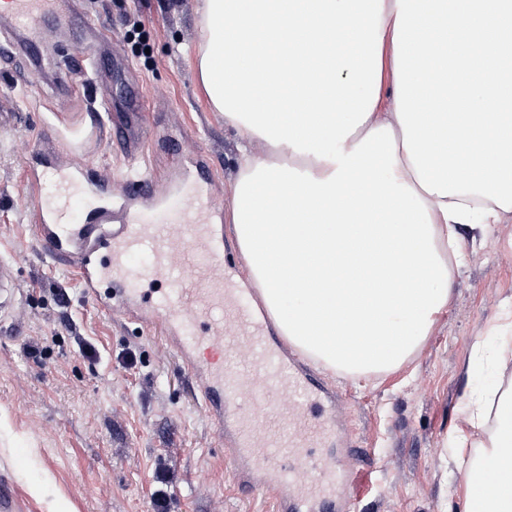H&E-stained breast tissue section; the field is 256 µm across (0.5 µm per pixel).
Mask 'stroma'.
Instances as JSON below:
<instances>
[{
    "instance_id": "stroma-1",
    "label": "stroma",
    "mask_w": 512,
    "mask_h": 512,
    "mask_svg": "<svg viewBox=\"0 0 512 512\" xmlns=\"http://www.w3.org/2000/svg\"><path fill=\"white\" fill-rule=\"evenodd\" d=\"M201 0H80L87 26L103 38L101 71L110 110L138 108L146 152L131 162L107 141L84 161L122 180L131 166L157 184L177 182L200 156L228 188L237 138L199 83ZM141 21L127 37V21ZM101 89L57 87L50 72L28 82L0 72V249L19 250L18 333H0V474L29 512H153L158 466L174 470L168 512H273L271 498L241 497L230 464L183 374L155 334L101 314L44 254L32 228L27 165L44 127L57 126V152L82 143ZM464 258L453 271L447 309L421 349L378 378L324 371L347 397L352 427L372 456L357 512H462L463 488L445 447L467 403L489 376L512 384V359L490 362L512 329V212L499 223L460 229ZM94 344L84 357L74 339ZM135 368L122 363L126 352ZM97 486L94 498L77 484Z\"/></svg>"
}]
</instances>
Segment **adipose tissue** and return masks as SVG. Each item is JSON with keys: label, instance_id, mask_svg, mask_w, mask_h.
Returning a JSON list of instances; mask_svg holds the SVG:
<instances>
[{"label": "adipose tissue", "instance_id": "adipose-tissue-1", "mask_svg": "<svg viewBox=\"0 0 512 512\" xmlns=\"http://www.w3.org/2000/svg\"><path fill=\"white\" fill-rule=\"evenodd\" d=\"M200 26L201 82L239 138L226 218L248 279L314 361L399 368L448 306L460 226L512 211V0H204ZM270 189L283 202L271 222ZM274 252L295 277L272 278ZM343 324L356 346L338 342ZM490 397V433L456 461L464 512H512V387L464 423ZM489 467L502 490L483 485Z\"/></svg>", "mask_w": 512, "mask_h": 512}]
</instances>
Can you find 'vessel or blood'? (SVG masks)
Segmentation results:
<instances>
[{"label": "vessel or blood", "mask_w": 512, "mask_h": 512, "mask_svg": "<svg viewBox=\"0 0 512 512\" xmlns=\"http://www.w3.org/2000/svg\"><path fill=\"white\" fill-rule=\"evenodd\" d=\"M7 2L11 21L37 42L78 15L77 0ZM56 76L63 87L77 76L99 82L97 44ZM128 125L125 113H97L92 130L108 131L135 160L142 142ZM48 170L59 186L51 206L39 198ZM26 177L44 252L101 311L160 331L229 457L240 494L270 491L276 512H354L367 451L343 434L342 401L285 351L269 313L245 304L242 289L225 286L234 258L224 244V199L216 188L182 193L174 210L172 191L141 173L119 182L106 171L90 177L55 153L40 154ZM76 191L90 203L81 222L71 218ZM143 252L149 264L130 271ZM19 288L18 256L0 254V323L16 315Z\"/></svg>", "instance_id": "obj_1"}]
</instances>
